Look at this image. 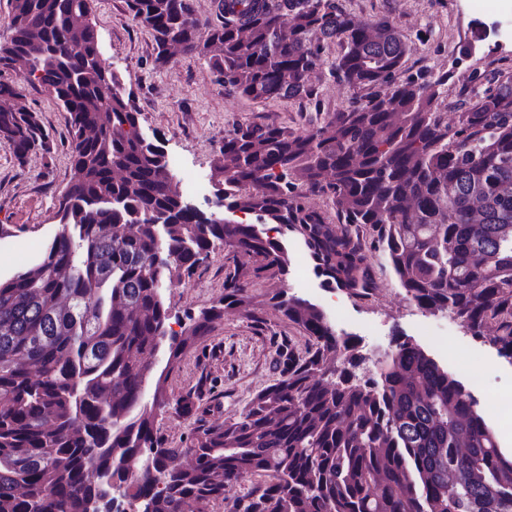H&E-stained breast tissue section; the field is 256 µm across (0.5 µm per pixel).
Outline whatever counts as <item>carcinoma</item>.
Wrapping results in <instances>:
<instances>
[{
  "label": "carcinoma",
  "instance_id": "obj_1",
  "mask_svg": "<svg viewBox=\"0 0 512 512\" xmlns=\"http://www.w3.org/2000/svg\"><path fill=\"white\" fill-rule=\"evenodd\" d=\"M88 3L10 0L20 24L0 43V64L25 58L69 113L71 165L58 231L0 278V512H109L115 486L139 510L207 512L248 475L266 480L233 512H512V457L461 382L406 340L379 378L358 373L356 346L295 296L272 300L311 338L305 354L281 348L279 377L198 432L193 462L167 447L155 428L167 373L149 374L152 359L181 362L249 304L246 265L284 274L288 252L257 224L218 222L169 191L164 152L81 24ZM126 4L157 64L179 45L252 100L311 94L324 44L339 40L332 74L371 93L302 134L236 126L212 167L224 210L298 234L324 284L354 298L373 291V245L410 302L512 360V75L448 121L445 78L397 80L407 45L386 18L356 21L336 0H217L218 23L203 26L194 0ZM0 145L21 164L51 153L25 108L0 111ZM302 186L337 221L306 207ZM217 245L235 262L224 296L168 333L164 289Z\"/></svg>",
  "mask_w": 512,
  "mask_h": 512
}]
</instances>
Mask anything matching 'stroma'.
<instances>
[{"label": "stroma", "mask_w": 512, "mask_h": 512, "mask_svg": "<svg viewBox=\"0 0 512 512\" xmlns=\"http://www.w3.org/2000/svg\"><path fill=\"white\" fill-rule=\"evenodd\" d=\"M352 18L388 19L409 50L399 78L420 73L447 76L441 87L442 111L452 113L469 100L470 88L484 89V75L512 73V42L501 41L495 19L478 13L459 17L454 0H336ZM93 20L101 57L117 71L132 94L144 136L158 142L167 159L180 160L187 172L210 175L225 135L239 124L278 125L302 133L333 112L362 98L364 90L349 88L331 73L340 43L326 45L313 75L312 96L295 100L253 101L225 90L205 60L177 56L155 65V43L149 30L132 20L126 0H96ZM0 81L19 87L22 107L39 114L53 148L51 155L29 154L18 163L0 146V224L13 235L0 241V277L12 275L37 259L48 237L57 231L59 199L71 178L68 159L69 115L21 68L0 66ZM288 249L287 274L251 278L248 309L231 311L216 322L191 353L169 372V406L159 411L156 427L172 448L190 446L198 430L235 418L250 398L273 383L280 372L279 349L291 345L303 353L306 333L273 305L278 293L318 305L340 339L355 343L371 370L394 350L396 339L421 347L459 380L476 398L477 408L512 449V360L487 342L473 338L444 313H430L410 303L379 253L369 256L376 286L366 299L351 298L328 288L313 269L301 239L282 237ZM233 262L224 249L210 252L194 274L167 289L170 326L182 331L192 315L215 304L224 294V277ZM192 395V414L177 412L175 400Z\"/></svg>", "instance_id": "35a3bbf8"}]
</instances>
